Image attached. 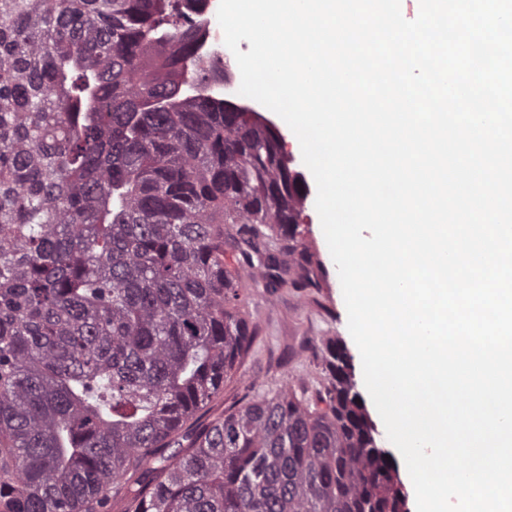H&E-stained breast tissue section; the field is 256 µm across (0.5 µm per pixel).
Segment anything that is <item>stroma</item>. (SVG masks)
Wrapping results in <instances>:
<instances>
[{"instance_id":"stroma-1","label":"stroma","mask_w":512,"mask_h":512,"mask_svg":"<svg viewBox=\"0 0 512 512\" xmlns=\"http://www.w3.org/2000/svg\"><path fill=\"white\" fill-rule=\"evenodd\" d=\"M303 241L313 260L315 283L292 285L269 292L263 280H244V310L258 335L249 356L224 388V396L213 402L209 417L243 395H271L291 386L314 394L323 389L326 376L320 351L330 340H341L353 362L359 350L348 330V315L338 271L328 249L319 215L309 209L301 219Z\"/></svg>"}]
</instances>
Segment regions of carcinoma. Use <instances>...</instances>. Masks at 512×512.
<instances>
[{
  "label": "carcinoma",
  "instance_id": "carcinoma-1",
  "mask_svg": "<svg viewBox=\"0 0 512 512\" xmlns=\"http://www.w3.org/2000/svg\"><path fill=\"white\" fill-rule=\"evenodd\" d=\"M192 0H0V512H403L345 347L324 391L200 414L241 275L313 284L282 136L216 84Z\"/></svg>",
  "mask_w": 512,
  "mask_h": 512
}]
</instances>
